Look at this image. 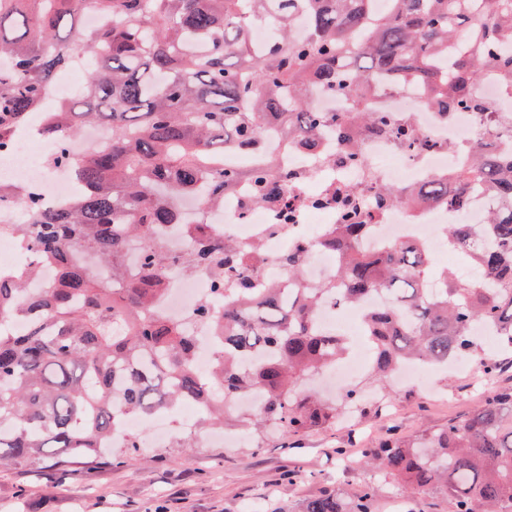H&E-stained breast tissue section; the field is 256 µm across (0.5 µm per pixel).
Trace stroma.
I'll return each instance as SVG.
<instances>
[{"label": "stroma", "mask_w": 512, "mask_h": 512, "mask_svg": "<svg viewBox=\"0 0 512 512\" xmlns=\"http://www.w3.org/2000/svg\"><path fill=\"white\" fill-rule=\"evenodd\" d=\"M358 382L373 387L377 398L354 420L341 417L290 438L272 428L253 437L241 413L231 411L224 417L225 431L236 438L229 448H144L130 463L89 472L47 462L0 469V512H300L320 491L348 496L369 482L383 486L377 512L407 503L415 512H449L443 495L409 493L380 470L344 467L343 458L357 456L362 446L441 427L486 399L489 388L471 370H440L430 389L370 372ZM293 470L301 479L289 480Z\"/></svg>", "instance_id": "35a3bbf8"}]
</instances>
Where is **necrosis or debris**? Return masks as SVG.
Returning a JSON list of instances; mask_svg holds the SVG:
<instances>
[{"instance_id":"necrosis-or-debris-1","label":"necrosis or debris","mask_w":512,"mask_h":512,"mask_svg":"<svg viewBox=\"0 0 512 512\" xmlns=\"http://www.w3.org/2000/svg\"><path fill=\"white\" fill-rule=\"evenodd\" d=\"M474 95L484 105L480 111L450 112L439 104L427 103L420 84L399 88L384 85L374 94L377 111L389 113L396 121H411L425 133L430 148L418 150L402 147L381 137L362 136L363 164L345 167L335 164L349 147L348 142L328 135L300 142L294 149L283 150L279 124L266 126L260 136L258 150H238L234 160L256 163L273 159L277 168L294 172L288 184V197L293 218L287 230L274 231L280 223L276 206H245L241 192L225 196L224 209L219 212L217 232L239 245L251 247L243 267L255 287L276 283L286 285L280 257L294 243L309 244L308 269L317 270L326 278L337 264L333 252L316 247L318 234L328 232L330 225L340 223L335 207L323 204L330 191L346 185L362 190L367 199L377 198L385 188H419L440 179L454 181L460 168L468 163L467 150L476 141H496L503 158L512 157V132L504 129L503 119L512 111V95L504 90V82L496 69H488L483 81L474 88ZM36 135L33 128L18 131L13 151L0 154V177L27 183L44 202L61 205L73 197L76 188L70 167L46 168L43 152L31 146ZM443 200H419L386 206L370 215L369 233L359 242L361 250L378 252L386 242H403L414 238L434 244L437 226L459 218ZM168 290L159 310L168 319L182 324L191 336L198 338L194 367L211 370L217 365V352L211 342L216 330L212 324L197 322L193 311L212 292L208 274L188 275L181 267H171Z\"/></svg>"}]
</instances>
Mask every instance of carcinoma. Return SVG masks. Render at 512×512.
Masks as SVG:
<instances>
[{
    "label": "carcinoma",
    "mask_w": 512,
    "mask_h": 512,
    "mask_svg": "<svg viewBox=\"0 0 512 512\" xmlns=\"http://www.w3.org/2000/svg\"><path fill=\"white\" fill-rule=\"evenodd\" d=\"M383 16L371 0H0V152L41 112L56 75L79 63L93 65L84 99L39 121L55 141L52 164L69 165L82 129H108L110 147L87 150L77 170L79 195L66 207L44 208L15 184L0 181V204L22 201V221L4 231L28 241L38 258L56 265L58 280L38 291L24 276H0V319L29 320L22 336L0 332V466L97 467L139 447H106L127 414L146 420L187 401L208 405L249 392L262 395L246 418L255 434L266 424L285 435L320 427L362 404L356 386L344 389L339 407L303 389L314 373L349 351V342L315 320L325 298L354 304L375 291L389 307L363 319L376 369L392 371L406 359L430 365L469 359L496 375L498 361L483 355L472 336L487 323L494 339L512 349V164L486 146L458 174L459 186L433 183L418 193L446 199L463 212L471 185L492 190L499 209L480 228L448 224L446 243L464 255L475 281L445 270L431 288L433 255L420 241L387 245L368 256L358 248L369 225L368 207L337 193L347 218L322 245L340 263L320 284L303 278L306 246L282 257L298 287L258 294L241 274L242 248L217 239L207 224H184L179 206L189 197L198 209H224V195L250 186V201L288 210L291 176L270 161L238 167L225 161L233 149H251L269 121H281L289 148L323 132L348 138L344 162L364 161L355 133L336 116L317 110L310 89L362 97L384 77L420 82L448 111L479 110L473 87L491 66L512 89V0H390ZM309 14L308 33L295 30ZM103 22L87 30L84 14ZM274 12L275 41L259 48L253 19ZM362 131L389 134L405 146L425 145L424 135L384 112L354 106ZM180 225L192 244L183 268L204 270L213 289L232 291L227 305H201L198 316L220 331L222 362L208 375L194 369L197 339L159 313L172 256L159 229ZM141 253L134 274L127 251ZM250 356L255 364L241 359ZM360 460L421 491H441L450 512H512V388L495 390L459 419L425 433L422 441L393 439L364 448ZM381 488L366 483L349 497L325 492L302 512H375Z\"/></svg>",
    "instance_id": "carcinoma-1"
}]
</instances>
